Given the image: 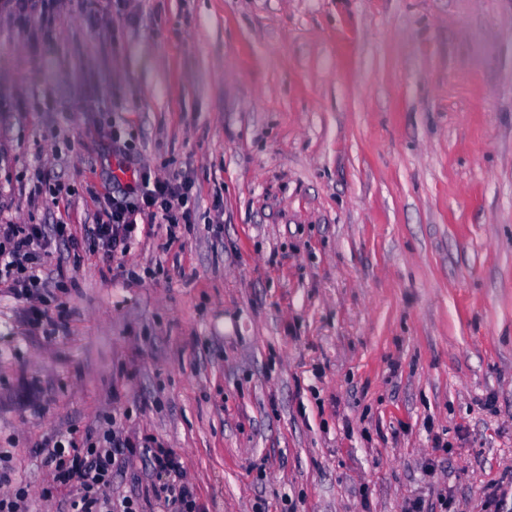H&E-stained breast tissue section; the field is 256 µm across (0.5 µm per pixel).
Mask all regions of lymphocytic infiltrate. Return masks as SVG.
Listing matches in <instances>:
<instances>
[{
  "label": "lymphocytic infiltrate",
  "mask_w": 512,
  "mask_h": 512,
  "mask_svg": "<svg viewBox=\"0 0 512 512\" xmlns=\"http://www.w3.org/2000/svg\"><path fill=\"white\" fill-rule=\"evenodd\" d=\"M57 0H0V7L12 16L17 27L32 24L46 28L55 20ZM193 184L185 177H154L138 169L123 191L106 197L95 223L85 232L106 260L117 261L130 253L138 224L165 229L174 237L175 228L193 221L187 202ZM71 231L65 224H1L0 285L16 295L29 297L41 286L42 260L52 244L68 240ZM47 465L58 482L73 485L76 493L69 512H138L131 495L113 496L112 472L131 461L144 462L153 471L171 475L170 483L156 490L164 512H189L195 506L192 486L182 479L180 461L163 446H134L121 431L103 433L102 444L79 452L71 437L60 434L44 447Z\"/></svg>",
  "instance_id": "obj_1"
}]
</instances>
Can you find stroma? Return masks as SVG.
Wrapping results in <instances>:
<instances>
[{"label":"stroma","mask_w":512,"mask_h":512,"mask_svg":"<svg viewBox=\"0 0 512 512\" xmlns=\"http://www.w3.org/2000/svg\"><path fill=\"white\" fill-rule=\"evenodd\" d=\"M128 163L188 176L196 221L138 229L117 276L85 226ZM0 224L72 233L36 301L0 288L22 512H67L40 449L106 421L169 448L198 512L512 508V0L1 14Z\"/></svg>","instance_id":"1"}]
</instances>
